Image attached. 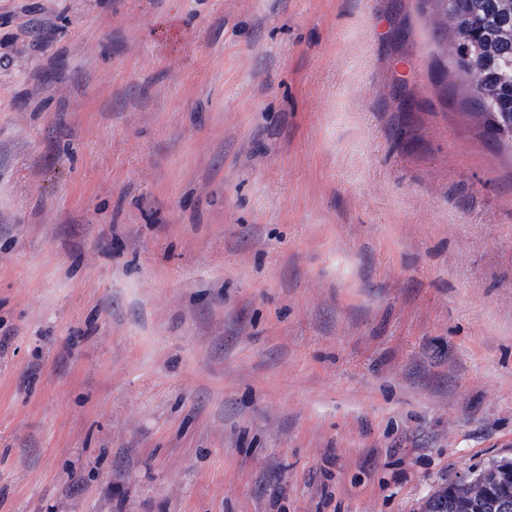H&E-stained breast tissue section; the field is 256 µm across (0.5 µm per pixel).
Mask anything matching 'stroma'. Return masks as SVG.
I'll return each mask as SVG.
<instances>
[{
	"instance_id": "obj_1",
	"label": "stroma",
	"mask_w": 512,
	"mask_h": 512,
	"mask_svg": "<svg viewBox=\"0 0 512 512\" xmlns=\"http://www.w3.org/2000/svg\"><path fill=\"white\" fill-rule=\"evenodd\" d=\"M416 0H0V512H420L512 458V152Z\"/></svg>"
}]
</instances>
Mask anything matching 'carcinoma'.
I'll use <instances>...</instances> for the list:
<instances>
[{"instance_id": "cac0c4a2", "label": "carcinoma", "mask_w": 512, "mask_h": 512, "mask_svg": "<svg viewBox=\"0 0 512 512\" xmlns=\"http://www.w3.org/2000/svg\"><path fill=\"white\" fill-rule=\"evenodd\" d=\"M416 9L424 17L441 16L433 32L448 49L434 53L438 76L448 75L454 55L473 50L477 70L462 73L463 103L484 138L512 148V127L503 122V114L512 113V0H417ZM423 512H463V506L444 488L427 497Z\"/></svg>"}]
</instances>
